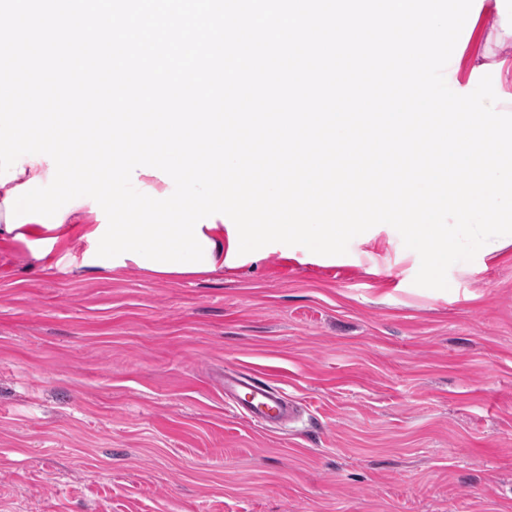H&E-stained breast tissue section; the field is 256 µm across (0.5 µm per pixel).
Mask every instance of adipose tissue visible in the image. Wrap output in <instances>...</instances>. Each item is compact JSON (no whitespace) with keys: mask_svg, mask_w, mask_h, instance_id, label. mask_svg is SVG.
<instances>
[{"mask_svg":"<svg viewBox=\"0 0 512 512\" xmlns=\"http://www.w3.org/2000/svg\"><path fill=\"white\" fill-rule=\"evenodd\" d=\"M23 171L14 181L0 186V239L24 244L34 257L46 258L55 247L70 237L85 238L93 233L97 227V221L92 218L91 207L88 204H80L72 207L69 213L64 214L62 223L55 228H47L41 223L32 222L15 229L6 227V206L4 201L10 196L15 187L26 184L29 179H47L49 165L47 161L23 160Z\"/></svg>","mask_w":512,"mask_h":512,"instance_id":"1","label":"adipose tissue"}]
</instances>
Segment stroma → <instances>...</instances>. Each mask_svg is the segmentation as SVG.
Wrapping results in <instances>:
<instances>
[{"label": "stroma", "mask_w": 512, "mask_h": 512, "mask_svg": "<svg viewBox=\"0 0 512 512\" xmlns=\"http://www.w3.org/2000/svg\"><path fill=\"white\" fill-rule=\"evenodd\" d=\"M500 15L470 11L460 86ZM0 243V512H512V241L416 286L391 227L206 275ZM266 375L284 426L225 405Z\"/></svg>", "instance_id": "obj_1"}]
</instances>
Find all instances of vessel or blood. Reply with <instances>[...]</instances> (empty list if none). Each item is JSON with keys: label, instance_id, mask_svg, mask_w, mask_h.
<instances>
[{"label": "vessel or blood", "instance_id": "1", "mask_svg": "<svg viewBox=\"0 0 512 512\" xmlns=\"http://www.w3.org/2000/svg\"><path fill=\"white\" fill-rule=\"evenodd\" d=\"M224 386L231 389L233 403L258 423H271L287 408L285 392L263 375L238 372L225 377Z\"/></svg>", "mask_w": 512, "mask_h": 512}]
</instances>
